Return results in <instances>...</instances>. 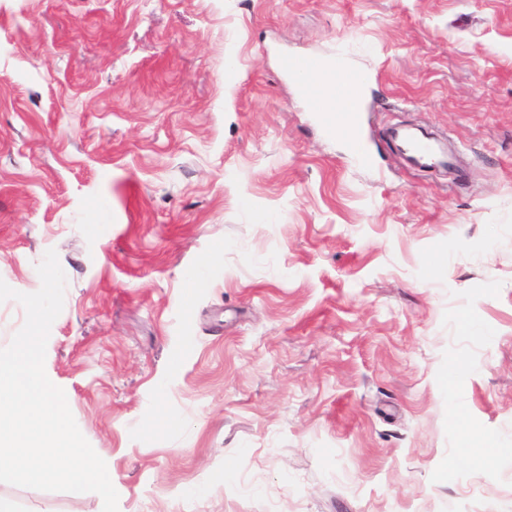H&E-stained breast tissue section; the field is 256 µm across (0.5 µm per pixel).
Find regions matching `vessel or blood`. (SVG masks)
Segmentation results:
<instances>
[{"mask_svg": "<svg viewBox=\"0 0 512 512\" xmlns=\"http://www.w3.org/2000/svg\"><path fill=\"white\" fill-rule=\"evenodd\" d=\"M281 66L284 72L293 77L306 73H321L330 78L329 87L324 88L306 82L303 83L302 90L312 106L319 125L329 134L353 142L356 116L345 111L343 100L346 92L363 85L364 75L354 71L336 72L335 68L324 65L317 57L287 55L283 57ZM386 136L412 168L425 170L448 163L447 149L432 138L396 127L387 130Z\"/></svg>", "mask_w": 512, "mask_h": 512, "instance_id": "b4317fda", "label": "vessel or blood"}]
</instances>
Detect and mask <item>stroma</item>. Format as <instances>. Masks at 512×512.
Listing matches in <instances>:
<instances>
[{
	"mask_svg": "<svg viewBox=\"0 0 512 512\" xmlns=\"http://www.w3.org/2000/svg\"><path fill=\"white\" fill-rule=\"evenodd\" d=\"M287 54L365 74L375 167ZM50 249L45 371L119 512H512V0H0V279ZM388 141L404 155L408 164L418 170L432 169L438 165L448 167V150L430 137L402 128L392 127L386 132Z\"/></svg>",
	"mask_w": 512,
	"mask_h": 512,
	"instance_id": "35a3bbf8",
	"label": "stroma"
}]
</instances>
